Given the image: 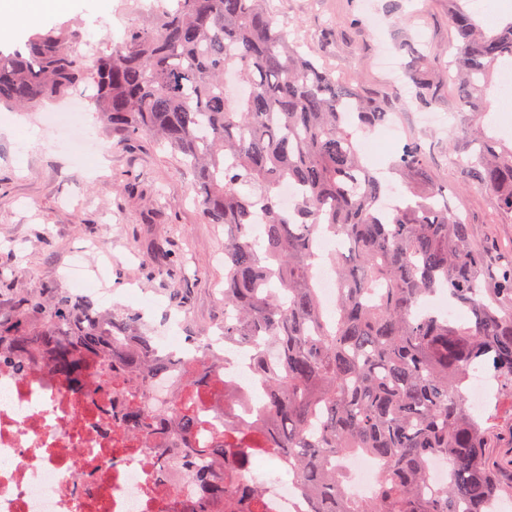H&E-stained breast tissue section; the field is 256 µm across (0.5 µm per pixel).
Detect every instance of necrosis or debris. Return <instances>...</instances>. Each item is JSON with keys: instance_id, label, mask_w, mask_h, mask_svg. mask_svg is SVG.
Masks as SVG:
<instances>
[{"instance_id": "obj_1", "label": "necrosis or debris", "mask_w": 512, "mask_h": 512, "mask_svg": "<svg viewBox=\"0 0 512 512\" xmlns=\"http://www.w3.org/2000/svg\"><path fill=\"white\" fill-rule=\"evenodd\" d=\"M106 379L97 365L84 369L78 386L45 367H0V512H191L203 499L208 512H224L223 498L205 497L165 463L166 449L181 445L178 435L121 447L127 433L113 417L126 400ZM184 387L183 369H175L138 402L166 415ZM262 499L264 512L308 509L282 476L262 480Z\"/></svg>"}]
</instances>
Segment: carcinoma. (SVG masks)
<instances>
[{
	"label": "carcinoma",
	"instance_id": "cac0c4a2",
	"mask_svg": "<svg viewBox=\"0 0 512 512\" xmlns=\"http://www.w3.org/2000/svg\"><path fill=\"white\" fill-rule=\"evenodd\" d=\"M157 3L155 22L118 47L89 51L72 24L33 22L23 47L0 51V105L42 107L92 89L89 103L112 135H147L180 156L206 223L224 225V351L252 348L265 398L243 426L230 411L237 394L224 384V429L199 448L190 440L206 402L201 372L217 375L226 358L209 352L187 370L192 395H178L162 421L187 442L174 460L181 474L211 483L224 512H262L259 489L242 476L253 449L279 460L309 512H486L512 496L488 451L487 419L466 404L473 372L491 373L512 393V255L487 264L417 140L394 161L399 205L378 208L387 188L348 115L361 128L383 124L389 100L360 96L305 56L265 0ZM448 19L456 33L448 77L460 105L478 112L490 67L512 60V19L488 33L460 0H448ZM409 55L414 98L425 104L440 61L415 47ZM228 74L245 96H226ZM473 144L464 159L448 152V163L461 169L462 186L512 216V148L484 132ZM285 181L304 188L290 215L278 203ZM258 210L259 241L251 231ZM321 234L346 245L329 255L338 285L331 311L312 282ZM439 290L467 308L466 322L420 310ZM22 309L0 319V365H44L75 380L107 361L120 368L116 380L144 386L177 364L136 313H101L69 291L47 307L26 299ZM117 425L158 437L136 409ZM354 452L378 467L369 499L348 492L341 461ZM432 456L449 464L448 482L435 488L427 485Z\"/></svg>",
	"mask_w": 512,
	"mask_h": 512
}]
</instances>
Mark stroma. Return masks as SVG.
Here are the masks:
<instances>
[{
	"label": "stroma",
	"instance_id": "1",
	"mask_svg": "<svg viewBox=\"0 0 512 512\" xmlns=\"http://www.w3.org/2000/svg\"><path fill=\"white\" fill-rule=\"evenodd\" d=\"M280 24L359 93L393 94L400 138L379 145L378 130L358 132L378 144L374 168L388 169L402 141L420 140L435 180L451 185L448 203L466 215L475 241L489 259L512 246V219L494 199L458 188L449 150L467 156L470 133L485 130L512 144V112L502 111L497 83H490L483 110L458 106L447 68L432 70L427 106L396 94L390 67L405 68L408 46L449 58L454 30L448 0H268ZM143 0H71L49 7L40 20L51 27L78 24L84 43L121 44L128 31L147 23ZM89 149L103 165L81 164L54 146L57 134L42 110L0 107V316L15 317L20 298L49 301L54 290L71 289L66 277L75 251H82L88 279L107 288L97 297L105 310L141 312L152 335L206 336L224 324V228L206 223L194 202L193 177L170 151L148 136L117 141L92 121Z\"/></svg>",
	"mask_w": 512,
	"mask_h": 512
}]
</instances>
